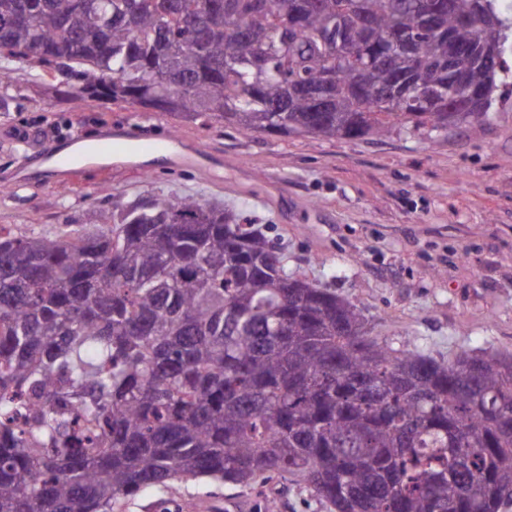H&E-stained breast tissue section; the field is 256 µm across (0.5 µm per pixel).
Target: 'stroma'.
I'll return each instance as SVG.
<instances>
[{
    "label": "stroma",
    "instance_id": "35a3bbf8",
    "mask_svg": "<svg viewBox=\"0 0 512 512\" xmlns=\"http://www.w3.org/2000/svg\"><path fill=\"white\" fill-rule=\"evenodd\" d=\"M486 122L438 135L246 134L203 119L102 101L55 99L35 64H17L0 111V227L22 235L91 231L113 206L138 198L200 196L243 224L266 226L290 274L354 301L371 335L442 362L469 350L512 355V39ZM161 143L183 138L223 155L207 171L170 160L148 170L90 155L70 178L22 182L27 149L96 141L106 125ZM328 512L277 478L251 491L200 480L150 487L118 512Z\"/></svg>",
    "mask_w": 512,
    "mask_h": 512
}]
</instances>
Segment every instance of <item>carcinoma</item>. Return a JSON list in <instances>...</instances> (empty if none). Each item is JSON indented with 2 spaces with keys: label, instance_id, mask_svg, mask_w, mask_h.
Here are the masks:
<instances>
[{
  "label": "carcinoma",
  "instance_id": "cac0c4a2",
  "mask_svg": "<svg viewBox=\"0 0 512 512\" xmlns=\"http://www.w3.org/2000/svg\"><path fill=\"white\" fill-rule=\"evenodd\" d=\"M429 2L0 0V110L28 61L74 101L247 134L440 133L460 123L455 50L491 102L512 22L496 0H437L425 31ZM276 476L334 512H508L512 358L379 340L200 197L143 198L93 234L0 229V512Z\"/></svg>",
  "mask_w": 512,
  "mask_h": 512
}]
</instances>
